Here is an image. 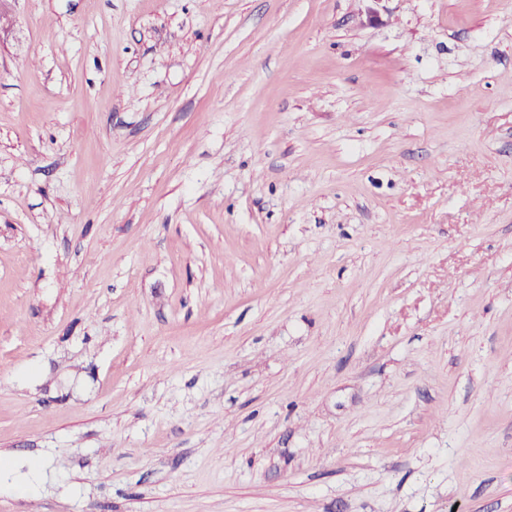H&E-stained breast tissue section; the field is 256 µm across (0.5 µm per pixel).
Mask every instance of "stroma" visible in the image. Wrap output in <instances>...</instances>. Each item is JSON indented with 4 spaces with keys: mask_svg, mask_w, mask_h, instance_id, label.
Returning <instances> with one entry per match:
<instances>
[{
    "mask_svg": "<svg viewBox=\"0 0 512 512\" xmlns=\"http://www.w3.org/2000/svg\"><path fill=\"white\" fill-rule=\"evenodd\" d=\"M0 512H512V0H0Z\"/></svg>",
    "mask_w": 512,
    "mask_h": 512,
    "instance_id": "35a3bbf8",
    "label": "stroma"
}]
</instances>
